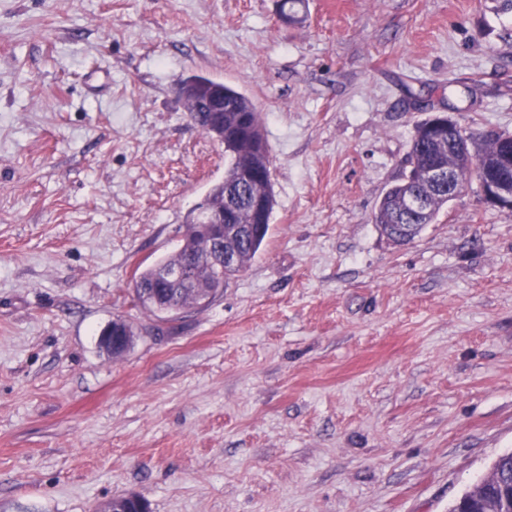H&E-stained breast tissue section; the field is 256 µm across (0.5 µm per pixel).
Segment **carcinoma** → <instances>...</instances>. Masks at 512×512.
<instances>
[{
	"label": "carcinoma",
	"instance_id": "obj_1",
	"mask_svg": "<svg viewBox=\"0 0 512 512\" xmlns=\"http://www.w3.org/2000/svg\"><path fill=\"white\" fill-rule=\"evenodd\" d=\"M182 84L196 89L199 104L206 103L214 89L220 88L224 90L225 101L232 105L233 111L224 113L206 112L198 104H192L186 109L190 120L209 136L213 135L215 123L224 121V180H231L237 169L246 164L254 165L261 172L269 171L271 161L262 119L252 101L236 88L205 76L191 75L183 79ZM509 144H512V135L509 133H471L468 145L456 154V161L464 171L474 161H493ZM447 151V143L435 145L431 141L428 120L416 124L406 158V171L385 191L373 213V223L393 242L405 244L414 240L426 225L435 223L448 204V193L433 189L419 178L420 172L434 161L436 154L444 155ZM414 194L425 197L427 206L424 211L416 213L408 207V200ZM269 227L268 219L263 224L255 223L250 203L241 201L236 213L232 215L231 224L225 225L224 237V248L238 253V266L224 270L199 266L195 268L189 282L170 284L159 290L151 305L142 300L141 295H135L139 306L159 317L175 307L191 309L198 306L202 298L210 294L218 295L226 282L255 258L268 235ZM201 244L202 241L194 234L182 236L175 253L144 268L135 280L134 287L144 290L158 287L156 277L161 271L203 257ZM501 482L512 485V451L500 455L490 475L465 492L450 512H458L464 502L468 503L473 512H509L512 503L499 497Z\"/></svg>",
	"mask_w": 512,
	"mask_h": 512
}]
</instances>
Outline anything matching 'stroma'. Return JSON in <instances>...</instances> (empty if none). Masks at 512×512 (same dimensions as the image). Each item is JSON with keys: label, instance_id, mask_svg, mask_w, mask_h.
<instances>
[{"label": "stroma", "instance_id": "stroma-1", "mask_svg": "<svg viewBox=\"0 0 512 512\" xmlns=\"http://www.w3.org/2000/svg\"><path fill=\"white\" fill-rule=\"evenodd\" d=\"M280 2L0 0V512H449L512 450V216L372 222L428 115L512 133V0ZM190 74L256 104L275 206L165 321L135 279L224 178ZM119 328V333H116ZM99 347L112 356H120L128 351L133 342L125 323L116 319L106 326L100 333L98 339ZM97 512H149L147 501L137 494H127L102 502Z\"/></svg>", "mask_w": 512, "mask_h": 512}]
</instances>
